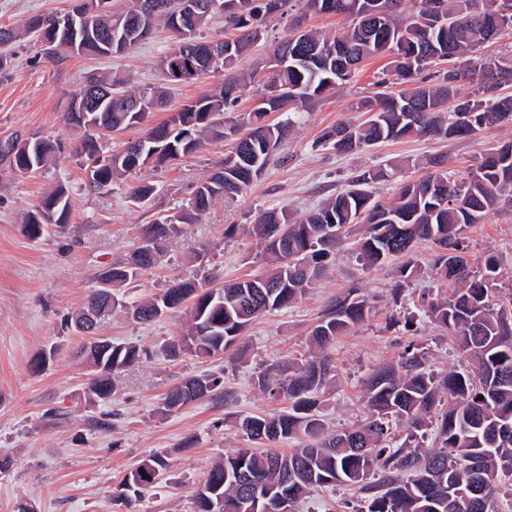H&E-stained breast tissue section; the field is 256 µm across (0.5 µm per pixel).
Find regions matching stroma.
Returning <instances> with one entry per match:
<instances>
[{
	"instance_id": "1",
	"label": "stroma",
	"mask_w": 512,
	"mask_h": 512,
	"mask_svg": "<svg viewBox=\"0 0 512 512\" xmlns=\"http://www.w3.org/2000/svg\"><path fill=\"white\" fill-rule=\"evenodd\" d=\"M69 6L70 0H0V25L17 27L30 16ZM298 22L332 34L352 25L344 16H305L298 6H286L284 14L269 21L265 39L242 60L240 71L271 58L277 43ZM173 43L170 31L159 24L128 53L57 61L27 38L13 44L9 72L0 76V143L38 134L62 146L53 164L31 175H17L8 161L0 160V458L12 462L0 473V512H193L195 491L211 464L246 447L240 421L288 407L287 401L262 394L254 385V373L307 355L308 333L325 306L354 283L369 295L373 312L339 337L332 351L337 378L320 407L328 428H352L366 418V378L397 359L409 343L423 348L426 366L435 373L467 367L456 341L422 309L423 302L451 292L433 269L434 245L419 246V272L397 306L391 295L395 262L364 270L354 244L348 242L302 299L257 319L228 356L185 354L169 359L163 348L184 331L185 311L140 324L124 308L115 307L101 322L98 335L137 346L148 356L124 368L106 406L88 402V371L75 356L82 338L62 328L63 318L94 289L101 268L135 248L142 227L186 203L193 187L223 160L226 144L210 143L168 167L143 168L139 179L155 187L144 202L130 200L127 177L113 181L109 192H91L85 186L86 162L74 153L80 133L67 123V105L72 92L95 73L122 77L138 88L161 83L159 61ZM389 67L386 58L366 61L349 83L303 111L280 149L281 161L271 164L241 195L218 200L200 223L165 241L159 265L139 276L127 300L160 292L175 279L218 288L261 274L267 262L249 233L260 210L283 208L291 218L301 219L346 188L351 176L379 165L396 170L390 182L376 187L379 199L387 202L400 184L424 174L427 159L446 156L449 174L457 175L476 165L485 148L512 139V124L505 123L466 139H400L356 154L339 155L320 147L324 129L343 121H366V113L353 111L351 105L370 95L379 72ZM59 184L71 197L68 226L61 233L29 238L26 214L44 191ZM229 224L238 227L230 239L224 235ZM465 242L471 263L493 251L512 266V196H503L481 223L468 227ZM403 310L415 314L414 324L405 329L390 326V315ZM38 356L46 363L35 373L29 363ZM212 374L222 377L227 399L195 402L170 415L158 413L170 386ZM104 409L114 414L111 428L92 426ZM191 435L195 445L184 447ZM156 453L168 461L160 484L131 506L114 501L112 492L123 477Z\"/></svg>"
}]
</instances>
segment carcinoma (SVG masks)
I'll return each mask as SVG.
<instances>
[{
  "instance_id": "carcinoma-1",
  "label": "carcinoma",
  "mask_w": 512,
  "mask_h": 512,
  "mask_svg": "<svg viewBox=\"0 0 512 512\" xmlns=\"http://www.w3.org/2000/svg\"><path fill=\"white\" fill-rule=\"evenodd\" d=\"M317 1L319 12L349 16L354 26L334 36L310 31L286 35L276 54L288 56V61L265 73L264 92L246 117L235 114L234 106L254 75L238 73L236 66L265 35L263 20L289 0H248L245 22L238 11L224 12L225 25L239 31L236 38L222 42L224 84L178 106L168 119L119 151L103 154V141L144 125L152 111L165 104V87L147 93L125 89L127 82L116 77L94 76L86 81L99 93L82 110L68 108L66 116L70 126L83 131L75 154L100 162L99 180L88 186L91 191H109L114 180L139 171L153 154L154 164L163 167L199 151L207 138L231 141L220 167L178 207L176 221L156 219L145 228L132 256L112 263L120 287H129L140 272L158 263L162 241L182 232L183 225L197 223L217 200L241 193L264 172L295 126L290 116L265 124L266 114L309 108L352 80L370 58H392L391 72H381L373 83L379 91L355 102V109L370 117L359 126L336 124L324 132L321 146L347 154L431 131L457 138L512 123V96L498 93L502 84L512 81V69L496 64V75L487 78L481 75L484 63L473 56L484 44L512 30V0H498L510 12L501 15L497 29L474 12V0H415L417 7L409 15L399 8L373 15L372 0H303L308 7ZM213 15L202 8L187 21L197 50L209 46L199 39V32ZM39 18L38 26L31 17L20 27L0 26V46L33 36L51 50L55 15ZM115 37L112 23L104 22L95 36L79 39L77 53L105 56ZM439 61L448 62L449 68L434 69ZM462 79L477 85L475 93L459 96ZM273 83L285 88L284 98L271 96ZM139 102L150 110L134 111ZM459 111L469 120L455 128L448 120ZM0 152L9 157L16 172L27 175L53 160L59 145L32 135L1 146ZM391 177L387 169L364 170L348 188L300 220L291 219L284 208L260 211L252 232L270 263L261 275L221 288L177 281L130 307L134 321L149 323L191 302L188 329L167 344L165 354L172 358L222 354L254 319L283 310L305 295L354 229L364 268L403 258L391 289L393 302L400 301L404 287L418 272L414 251L423 241L438 249L433 259L436 274L455 285L447 298L427 304V314L455 337L473 360L474 371H450L439 377L427 370L418 346L409 344L396 363L380 368L368 380V416L356 428H326L319 408L336 372L328 349L373 310L359 284H352L322 312L309 334V357L258 371L254 385L273 399L288 401V409L244 417L241 433L258 446L289 439H302L305 444L289 454L238 448L215 462L201 484L224 497V512H251L255 500L270 491L288 493L289 505L295 506L316 489L340 485L353 487L357 507L349 512H448V493L436 492L437 483L448 473L454 480L445 483V489L474 491L468 512H498L505 481L512 493V330L506 329L512 327V289L503 294L498 288L503 278L501 257L488 253L471 265L463 256L467 246L462 237L503 195L512 193V140L486 149L475 170L460 181L448 176L444 161H430L421 179L403 184L385 204L375 199L372 187ZM70 212V195L59 184L25 216V231L39 239L51 226L64 228ZM143 354L133 345L105 338L83 346L79 355L94 371L85 389L88 401H111L115 375ZM220 389L219 376L186 378L166 392L160 412L175 413ZM402 422L405 436L395 443L393 426ZM167 467L164 455L149 456L122 479L115 498L130 506L160 482Z\"/></svg>"
}]
</instances>
